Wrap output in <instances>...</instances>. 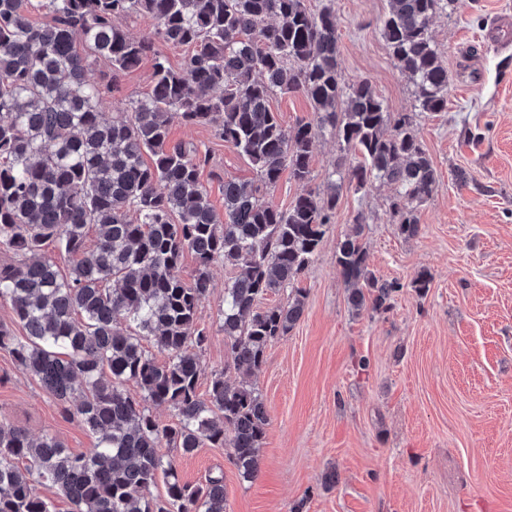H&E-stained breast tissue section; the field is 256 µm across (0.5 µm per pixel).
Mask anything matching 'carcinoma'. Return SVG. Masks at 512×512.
Returning <instances> with one entry per match:
<instances>
[{
    "instance_id": "1",
    "label": "carcinoma",
    "mask_w": 512,
    "mask_h": 512,
    "mask_svg": "<svg viewBox=\"0 0 512 512\" xmlns=\"http://www.w3.org/2000/svg\"><path fill=\"white\" fill-rule=\"evenodd\" d=\"M456 0H388L382 36L398 71L415 87L420 112L448 109V68L431 34L437 12ZM31 0H0V301L24 336L0 324V351L46 389L63 412L96 438L74 454L56 436L32 437L0 424V512H227L224 476L181 482L163 447L191 453L229 448L241 480L260 473L268 423L258 389L220 372L198 393V358L208 336L197 314L211 267L242 269L224 285V368L250 374L268 344L301 319L296 282L331 223L344 182L393 188L399 235L420 231L418 207L432 196L437 170L408 112H389L367 80L346 85L338 62L333 3L306 0H45L51 20L30 19ZM150 20L140 38L115 24ZM185 47L175 67L157 57L151 90L104 117L103 96L87 78L82 43L117 75L154 52L155 41ZM302 93L315 122L286 128L271 95ZM213 125L248 158L260 183L224 181V214L210 202L200 172L207 152L169 139V127ZM334 135L356 164L337 167L324 186L280 209L266 198L283 171L311 181L312 146ZM152 156L146 163L144 156ZM357 214L336 262L351 306L386 310L400 288L369 268ZM95 239H89L90 231ZM52 244L68 272L44 254ZM195 268L182 274L185 254ZM289 288L288 305L260 308ZM153 342L166 356L144 350ZM133 383L136 397L125 389ZM174 409L160 425L151 407ZM163 476L166 495L143 492ZM55 497L35 494V485Z\"/></svg>"
}]
</instances>
